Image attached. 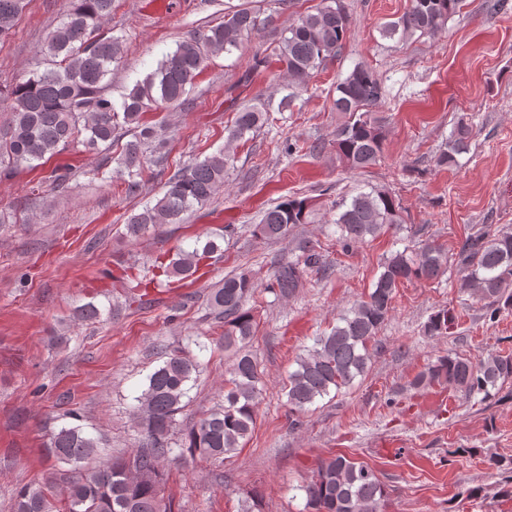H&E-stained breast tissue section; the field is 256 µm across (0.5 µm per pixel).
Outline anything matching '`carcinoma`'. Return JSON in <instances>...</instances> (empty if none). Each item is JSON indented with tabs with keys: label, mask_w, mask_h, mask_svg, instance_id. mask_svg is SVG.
I'll use <instances>...</instances> for the list:
<instances>
[{
	"label": "carcinoma",
	"mask_w": 512,
	"mask_h": 512,
	"mask_svg": "<svg viewBox=\"0 0 512 512\" xmlns=\"http://www.w3.org/2000/svg\"><path fill=\"white\" fill-rule=\"evenodd\" d=\"M66 9L43 45L50 67L32 72L0 94L8 102V119L0 124V179L11 177L22 166L53 156L77 140L85 147H112L122 130L139 132L125 144L117 158V173L127 177L128 190L139 187L138 177L157 151V130L140 127L142 114L182 104L195 78L211 58L230 53L242 40L266 24L253 10L243 7L176 44L155 72L137 82L121 102L112 100L108 76L121 54L122 42L104 29L114 0H65ZM463 0H409L402 15L382 29L383 35L435 36L445 30ZM27 0H0V41L6 39ZM350 32V19L341 0H324L315 12L300 15L280 30L275 54L285 66L292 84L306 86L313 73L338 57ZM382 97V86L363 66L336 85V111L345 121L337 126L332 148L351 171H364L380 159L385 141L382 125L371 107ZM270 119L269 108L243 105L235 113L227 141L255 133ZM473 126L458 119L445 148L437 158L440 167L452 168L458 156L469 151ZM224 152L177 169L164 184L162 197L127 218L124 236L138 239L163 224H179L194 207L207 203L224 185ZM335 220L336 242L342 251L376 238L405 224L400 199L372 187L343 201ZM311 214L307 198L289 197L266 210L255 225L259 236L282 239ZM221 250L211 237L187 247L178 246L158 256L150 282L170 285L186 280ZM295 259L281 262L271 273L265 290L278 298L290 296L302 279L327 271L321 246H298ZM460 273L459 288L485 301L486 315L494 321L512 309V229L489 228L466 238L454 258ZM448 271V252L426 243L416 251L397 250L384 258L381 272L370 291L336 321L330 331L313 338L289 373L286 396L291 425L300 426V414L317 399L339 391L364 376L371 362L369 345L388 319L397 288L404 283L436 280ZM258 285L246 274L224 277V284L208 297V307L224 323V350L235 352L224 385V403L202 417L187 433L183 448L211 459H226L241 448L252 433L261 395L262 374L256 359L246 350L254 333L249 301ZM455 317L441 309L428 320L429 336H445ZM163 362L146 377L134 397L133 412L141 437L139 449L128 457L92 466L100 439L80 425L62 426L46 445L53 460L44 482L20 487L14 512H55L54 489H61V512H173V502L161 495L160 462L173 457L171 435L176 415L184 407L201 362L178 348L162 352ZM512 379V353H495L474 363L459 355L440 357L419 373L416 387H448L470 398L489 399ZM300 490L308 512H382L385 489L369 466L344 455L323 459L312 478Z\"/></svg>",
	"instance_id": "cac0c4a2"
}]
</instances>
